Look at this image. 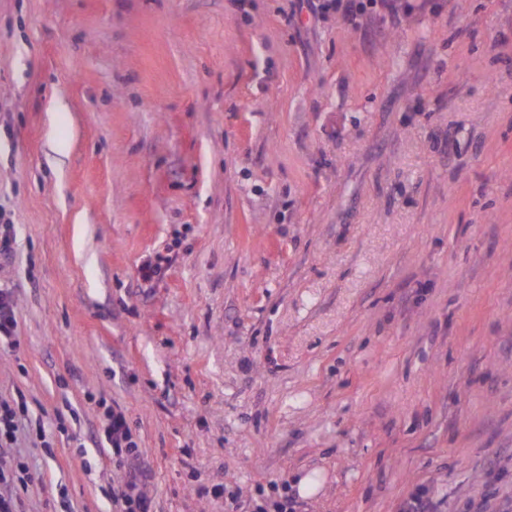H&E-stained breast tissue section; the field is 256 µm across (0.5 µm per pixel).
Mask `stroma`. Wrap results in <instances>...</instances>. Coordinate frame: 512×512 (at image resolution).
Segmentation results:
<instances>
[{"instance_id": "35a3bbf8", "label": "stroma", "mask_w": 512, "mask_h": 512, "mask_svg": "<svg viewBox=\"0 0 512 512\" xmlns=\"http://www.w3.org/2000/svg\"><path fill=\"white\" fill-rule=\"evenodd\" d=\"M398 4L0 0L25 512H109L112 407L153 512L512 496V0ZM307 1V8L313 15L333 10L341 13L344 18H353L357 12H363L365 4L356 3L358 0H299Z\"/></svg>"}]
</instances>
